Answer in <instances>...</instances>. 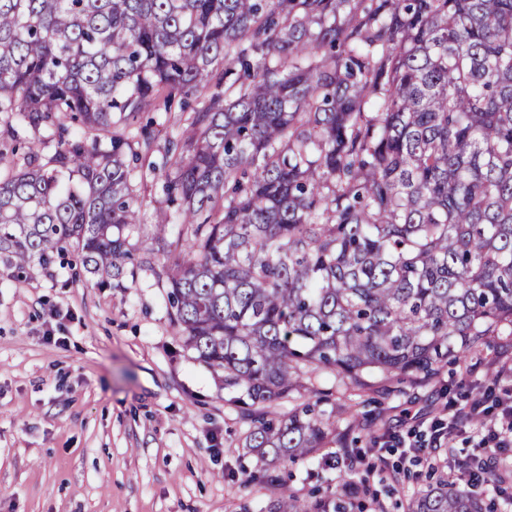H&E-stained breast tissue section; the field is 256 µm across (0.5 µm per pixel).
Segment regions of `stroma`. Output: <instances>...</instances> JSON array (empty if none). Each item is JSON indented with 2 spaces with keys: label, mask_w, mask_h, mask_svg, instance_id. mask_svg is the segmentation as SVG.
I'll use <instances>...</instances> for the list:
<instances>
[{
  "label": "stroma",
  "mask_w": 512,
  "mask_h": 512,
  "mask_svg": "<svg viewBox=\"0 0 512 512\" xmlns=\"http://www.w3.org/2000/svg\"><path fill=\"white\" fill-rule=\"evenodd\" d=\"M162 178L144 183L141 223L129 240L149 241L161 217L153 201ZM164 283L139 272L128 288L55 266L24 282L0 273V512H268L278 497L339 485L348 461L335 445L277 468V482L244 483L257 456L235 391L178 339ZM512 347L492 341L452 362L426 385L395 381L354 397L357 448L385 443L357 500L372 512L402 505L440 466L441 452L405 468L401 442L427 440L449 403L512 389Z\"/></svg>",
  "instance_id": "stroma-1"
}]
</instances>
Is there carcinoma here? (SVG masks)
Listing matches in <instances>:
<instances>
[{"label": "carcinoma", "instance_id": "obj_1", "mask_svg": "<svg viewBox=\"0 0 512 512\" xmlns=\"http://www.w3.org/2000/svg\"><path fill=\"white\" fill-rule=\"evenodd\" d=\"M212 93L157 145L137 125ZM0 271L165 280L265 468L348 447L307 386H417L512 337V0H0ZM165 212L134 253L137 185ZM305 393L279 419L264 404ZM434 469L404 512H494ZM269 512H354L343 490Z\"/></svg>", "mask_w": 512, "mask_h": 512}]
</instances>
